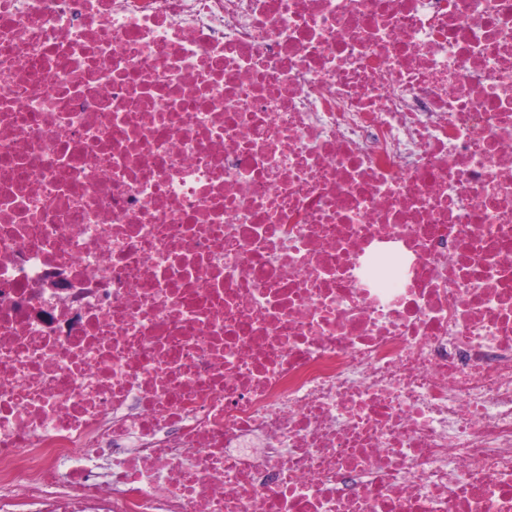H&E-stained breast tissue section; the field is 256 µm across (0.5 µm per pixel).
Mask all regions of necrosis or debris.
<instances>
[{"label": "necrosis or debris", "mask_w": 512, "mask_h": 512, "mask_svg": "<svg viewBox=\"0 0 512 512\" xmlns=\"http://www.w3.org/2000/svg\"><path fill=\"white\" fill-rule=\"evenodd\" d=\"M0 512H512V0H0Z\"/></svg>", "instance_id": "4bbe7bcc"}]
</instances>
